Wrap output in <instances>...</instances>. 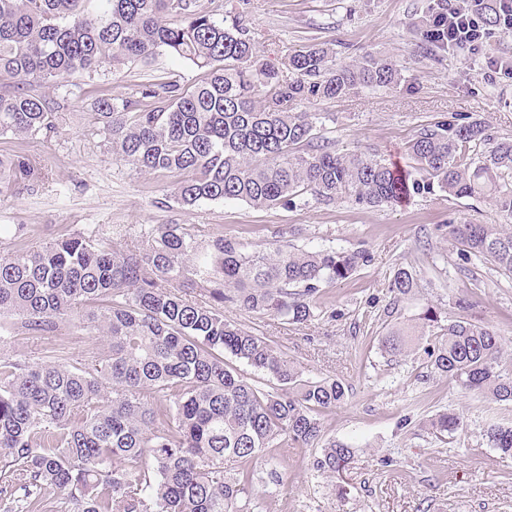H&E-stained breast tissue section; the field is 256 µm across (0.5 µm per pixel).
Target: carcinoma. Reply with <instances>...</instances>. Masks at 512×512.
I'll use <instances>...</instances> for the list:
<instances>
[{"instance_id": "1", "label": "carcinoma", "mask_w": 512, "mask_h": 512, "mask_svg": "<svg viewBox=\"0 0 512 512\" xmlns=\"http://www.w3.org/2000/svg\"><path fill=\"white\" fill-rule=\"evenodd\" d=\"M85 2L0 0V137L59 133L60 113L33 86L69 95L87 77L164 50L206 69L207 80L186 92L146 81L130 97L102 96L92 134L139 172L188 173L176 191L185 206H293L309 195L380 207L438 191L487 198L512 219V136L493 141L480 122L419 128L409 143L411 171L314 141L319 117L301 104L399 86L402 73L387 59L334 67L330 48L313 44L275 66L241 22L216 17L199 0H98L95 15ZM447 21L448 0H427L423 41L448 50ZM44 180L28 155L0 156V193ZM447 228L466 260L512 275L511 227ZM188 261L202 303L177 289ZM371 261L366 250H299L286 241L248 251L222 236L202 252L179 224L144 226L123 245L101 229L1 252L0 512H253L246 496L258 476L253 465L277 473L278 448L315 449L317 471L342 475L354 448L324 440L320 415L344 401L345 385L302 378L265 337L226 321L224 304L306 323L323 285ZM415 287L404 268L389 285L398 296ZM83 308L111 344L90 362L4 353L19 331L55 336L66 323L81 326ZM416 339V330L399 327L382 337L381 350L398 356ZM501 351L495 331L464 317L426 349L437 373L512 403ZM226 353L277 385L245 380ZM459 426V414L447 410L428 430L442 436ZM486 436L512 455V426L494 425Z\"/></svg>"}]
</instances>
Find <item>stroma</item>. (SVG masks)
<instances>
[{
	"label": "stroma",
	"mask_w": 512,
	"mask_h": 512,
	"mask_svg": "<svg viewBox=\"0 0 512 512\" xmlns=\"http://www.w3.org/2000/svg\"><path fill=\"white\" fill-rule=\"evenodd\" d=\"M220 17L239 18L263 59L275 64L291 51L323 43L336 65L368 55L394 62L401 84L361 90L335 100L312 99L304 111L325 116L318 132L341 152H362L400 167L419 125L438 120L484 123L492 138L512 136V78H489L487 59L512 57V34L491 29L480 54L430 51L417 30L423 0H204ZM206 70L158 52L150 64L118 65L88 79L81 92L55 98L63 129L51 140L0 138V155L25 151L48 173L36 187L0 194V251L12 249L23 224L43 246L97 224L135 229L181 224L200 248L222 236L254 249L285 232L303 250H366L373 260L349 279L324 285L319 317L303 324L228 305L225 320L267 337L312 379H336L346 400L321 417L325 438L351 444L355 457L337 480L316 472L306 448L282 449L276 475L252 488L256 512H512V456L491 448L486 430L512 424V403L463 390L435 373L419 340L392 358L380 339L395 326H419L426 309L439 324L466 316L502 339L500 365L512 370V276L487 262L464 263L445 229L451 222L498 224L489 200L415 194L397 205L369 207L342 199L257 208L241 201L178 203L179 172L140 173L119 161L90 131L100 93L124 98L147 80L191 89ZM417 286L404 298L389 289L394 270ZM93 328L67 327L53 337L18 334L10 354L42 360L60 351L69 363L109 349ZM459 412L462 427L439 439L425 422L442 410Z\"/></svg>",
	"instance_id": "1"
}]
</instances>
